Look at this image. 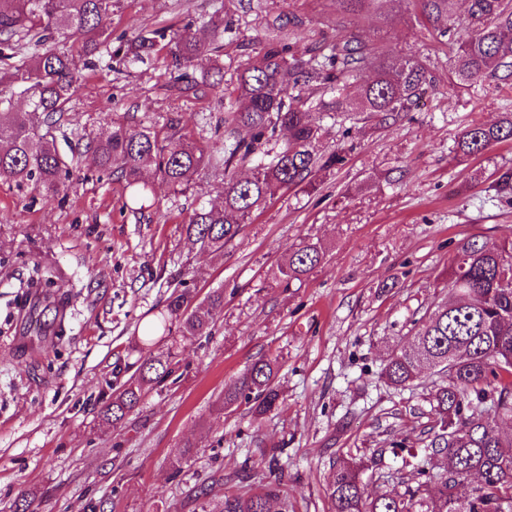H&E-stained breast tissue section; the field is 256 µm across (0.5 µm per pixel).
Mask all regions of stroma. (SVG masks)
Masks as SVG:
<instances>
[{
  "mask_svg": "<svg viewBox=\"0 0 512 512\" xmlns=\"http://www.w3.org/2000/svg\"><path fill=\"white\" fill-rule=\"evenodd\" d=\"M213 17L234 22L223 89L181 93L163 57L122 74L109 49L92 68L75 57L81 84L53 132L59 150L106 136L112 111L171 118L197 142L214 139L224 88L275 35L302 61L314 47L378 42L424 61L437 86L390 127L324 120L319 147L345 148L344 167L316 192L280 191L217 254L185 232L193 210L221 196L212 173L183 193L152 178L141 210L124 207L121 184L89 156L53 197L0 184V512H15L25 492L29 512H88L99 500L107 512H193L195 491L212 478L241 493L272 482L273 459L294 512H329L332 461L382 449L392 432L428 459L420 389L393 390L379 373L413 322L448 301L458 243L512 239V204L491 188L496 170L512 166V140L476 158L453 152L466 125L512 112V81L449 85L448 48L416 0H381L361 15L339 0H118L112 40L187 25L206 39ZM308 241L324 246V261L284 287L278 264ZM38 264L53 276L26 289ZM177 285L201 300L223 289L224 309L210 335L157 341L173 350L179 378L148 389L112 427L97 416L101 393L122 384L115 364L138 360L131 344ZM259 359L278 368L279 407L259 419L245 404L223 409L225 390ZM187 442L198 452L173 471Z\"/></svg>",
  "mask_w": 512,
  "mask_h": 512,
  "instance_id": "1",
  "label": "stroma"
}]
</instances>
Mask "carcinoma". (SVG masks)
<instances>
[{"label":"carcinoma","mask_w":512,"mask_h":512,"mask_svg":"<svg viewBox=\"0 0 512 512\" xmlns=\"http://www.w3.org/2000/svg\"><path fill=\"white\" fill-rule=\"evenodd\" d=\"M422 15L451 48V83L471 86L489 78L512 79V0H465L467 31L457 35V0H417ZM114 0H0V60H15L0 76V85L19 84L29 110L0 113V182H32L56 194L71 160L61 153L43 128L60 123L78 89V73L69 52L47 46L57 36L72 40L84 55L112 43ZM171 56L170 75L184 92L198 82L221 84L224 64L219 48L199 39L190 28L167 34L154 29L139 34L112 51V70L129 71L154 59L161 50ZM374 72L360 84L358 75ZM199 73V78L189 72ZM436 86L429 67L414 57L392 56L377 44L355 39L337 43L328 54L301 61L278 39L265 42L262 56L239 74L224 111L222 139L208 146L189 141L178 123L169 119L131 124L112 113V131L85 144L97 164L129 191L133 205L144 206L150 191L146 174H158L173 191L190 186L203 169L224 173L223 201L193 212L186 234L201 248L221 253L243 230L254 211L284 189L311 193L330 172L342 167L339 149H317L322 127L314 111L332 118L343 112H366L381 127L396 124L402 114ZM305 87L304 97L289 88ZM512 140V113L494 124L471 123L455 141V156L481 155ZM249 162L246 178L236 175ZM497 194L512 202V167H501L492 183ZM322 245L308 242L290 252L278 266L280 279L290 285L319 265ZM512 241L469 240L457 249L448 269V288L455 298L437 307L425 321L414 322L409 345L393 350L384 366L386 382L395 389L420 385L424 372L435 380L423 387L424 411L431 421L424 431L426 448L446 460L427 467L402 460L395 488L370 494L364 476L378 465L368 455L332 465L328 480L331 512H512V436L502 426L512 424ZM224 308V290L195 303L188 288H174L160 316L135 342L138 352L158 336L177 332L185 341L203 335ZM278 369L268 360L255 362L224 405L246 403L261 417L280 400L275 386ZM175 374L168 352L145 359L117 389L105 392L98 415L114 426L140 405L148 387L161 386ZM221 480L199 488L195 512H294L293 504L274 481L254 494L224 493L222 507L214 504Z\"/></svg>","instance_id":"carcinoma-1"}]
</instances>
